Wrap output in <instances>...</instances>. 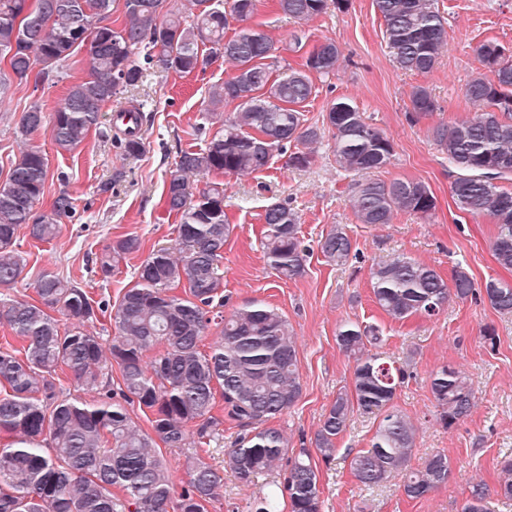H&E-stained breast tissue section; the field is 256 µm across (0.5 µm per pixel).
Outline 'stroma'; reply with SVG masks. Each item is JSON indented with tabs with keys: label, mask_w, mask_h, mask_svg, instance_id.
<instances>
[{
	"label": "stroma",
	"mask_w": 512,
	"mask_h": 512,
	"mask_svg": "<svg viewBox=\"0 0 512 512\" xmlns=\"http://www.w3.org/2000/svg\"><path fill=\"white\" fill-rule=\"evenodd\" d=\"M437 6L446 19V44L427 73L396 68L373 0H345L340 7L332 2L324 13L301 23L279 12L275 0H260L251 20L277 46L272 65L277 79L289 68L301 67L306 52L324 40L336 42L341 57L335 74L310 76L314 93L301 107L308 124H321L333 100L348 99L393 143L391 163L376 171V179L425 182L436 199L431 216L400 212L384 226L358 223L352 209L354 178L337 168L328 135L308 168H289L281 157L258 173L209 177L224 186V211L233 228L224 245V313L254 301L266 303L286 317L296 339L302 395L277 421L290 448L310 447L322 415L351 386L354 360L336 342L337 327L351 321L378 325L384 351L410 372L394 406L417 428L411 467H421L438 451L451 462L447 483L421 500H408L396 477L362 487L350 471V459L369 448L377 422L354 412L336 441L334 460L312 457L322 491L321 512H461L478 482L491 489L490 512H512V501L495 491L500 464L512 456V317L470 299L450 301L432 319L395 321L372 300L371 264L398 255L427 264L446 279L456 264H463L479 288L492 278L512 283V270L494 258V224L458 208L451 194L456 170L431 136L435 125L473 115L464 85L485 70L478 56L481 44L497 42L512 57V0H438ZM297 36L303 44L299 51L293 45ZM228 72L221 61L203 73L147 72L137 86L120 90L103 105L102 131H90L78 148L63 154L57 153L49 127L24 137L18 124L32 105L53 112L68 88L87 78L86 48L75 50L61 81L14 82L0 91V181L31 145L48 158L46 199L63 189L74 199V212L53 241L41 243L20 234L14 249L25 268L13 296H33L37 275L48 270L79 283L95 300L114 302L135 284L139 266L153 249L174 245L179 218L165 204L166 178L181 151L204 148L233 112L228 104L223 112L204 113L211 86L223 83ZM418 85L428 88L436 110L413 122L408 118L410 93ZM125 108L142 111L145 151L136 158L125 157L115 146L111 117ZM275 200L289 202L298 212L302 235L312 247L303 276L292 280L277 277L260 248L264 208ZM336 224L345 225L361 254L360 261L342 268L329 265L315 250ZM126 236L139 238V251L128 255L111 279H102L96 255ZM486 328L493 338L483 337ZM446 365L468 375L475 389L471 414L449 428L436 422L430 391L431 374ZM281 478L275 470L243 485L225 474L209 512H251L254 498Z\"/></svg>",
	"instance_id": "35a3bbf8"
}]
</instances>
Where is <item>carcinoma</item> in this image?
Wrapping results in <instances>:
<instances>
[{"mask_svg": "<svg viewBox=\"0 0 512 512\" xmlns=\"http://www.w3.org/2000/svg\"><path fill=\"white\" fill-rule=\"evenodd\" d=\"M0 0V55L13 53L11 70H0V88L26 82L33 70L41 80L61 77L74 51L86 46L88 79L72 84L60 106L46 114L37 104L22 114L23 135L50 126L56 151L70 152L91 130L102 126L101 106L121 87L136 86L144 71H205L222 59L232 67L224 83L213 87L205 111H235L198 152L180 154L166 180L165 204L179 216L172 247H160L142 262L135 285L115 304L94 300L88 292L51 271L35 281V297L0 298V325L13 341L0 347V512H207L224 486V470L249 484L265 471L285 467L283 482L256 498L252 512H320L321 488L306 449L289 455L288 440L274 425L302 394L298 350L287 320L276 309L253 303L224 316L220 265L232 232L224 212V189L214 183L198 188V179L213 173L245 175L268 168L275 156L294 143L321 142V127L306 124L296 106L313 94L309 74L336 72L340 52L328 39L309 52L298 70L272 78L266 60L276 51L271 37L245 26L258 0H189L191 21L163 11L165 0ZM327 0H276L283 14L309 20ZM385 22V38L395 66L431 71L444 47L445 18L435 0H374ZM123 20L112 26V13ZM243 23L230 38L228 18ZM505 48L486 42L478 48L494 74L471 77L464 95L482 109L472 118L438 124L431 135L458 168L451 192L459 208L489 218L497 227L494 257L512 269V192L494 180L512 177V62ZM410 119L435 111L429 90L417 86L410 95ZM332 131L336 166L367 174L390 163L393 144L367 121L357 107L334 101L322 127ZM49 177L48 159L38 149L21 151L0 183V288L20 279L24 263L13 246L21 231L48 243L61 220L74 210L66 190L50 208L39 211ZM358 223H391L397 212L426 217L436 200L428 185L416 179L390 182L366 178L352 198ZM261 248L266 263L280 278L305 272L307 247L300 220L288 203L266 206ZM325 261L343 266L358 250L345 226L336 225L318 241ZM140 250L134 236L121 238L96 257L108 279L126 256ZM373 301L389 317H436L450 298L476 295L498 313L512 315V284L486 281L475 288L468 270L457 264L450 280L434 268L397 256L370 270ZM183 287V293L175 290ZM108 315L115 333L104 343L85 324ZM69 320L61 328L57 316ZM219 336L204 344L211 327ZM339 347L355 357L351 393L340 392L323 415L312 444L328 461L336 440L354 411L380 416L370 448L350 460L353 477L365 487L390 477L401 479L409 500L428 496L448 482L450 461L432 454L419 469L410 467L417 429L393 400L407 370L369 353L383 342L376 325L345 322L338 327ZM153 352L152 359H144ZM121 379L112 386V366ZM97 392L89 403L59 396V375ZM439 422L446 428L466 418L474 406L471 380L444 366L430 379ZM224 402V419L239 427L224 468L207 462L219 436L214 414ZM150 413L152 433L134 424L131 412ZM193 431H187V425ZM166 448H191L185 467L187 486L176 493ZM497 494L512 500V458L502 462ZM462 512H487L481 484L473 487Z\"/></svg>", "mask_w": 512, "mask_h": 512, "instance_id": "carcinoma-1", "label": "carcinoma"}]
</instances>
